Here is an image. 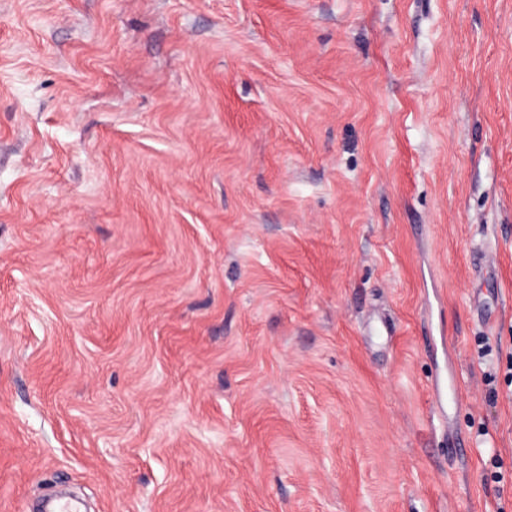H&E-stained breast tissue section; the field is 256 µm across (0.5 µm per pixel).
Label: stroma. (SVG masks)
I'll list each match as a JSON object with an SVG mask.
<instances>
[{
  "label": "stroma",
  "mask_w": 512,
  "mask_h": 512,
  "mask_svg": "<svg viewBox=\"0 0 512 512\" xmlns=\"http://www.w3.org/2000/svg\"><path fill=\"white\" fill-rule=\"evenodd\" d=\"M512 0H0V512H512Z\"/></svg>",
  "instance_id": "35a3bbf8"
}]
</instances>
